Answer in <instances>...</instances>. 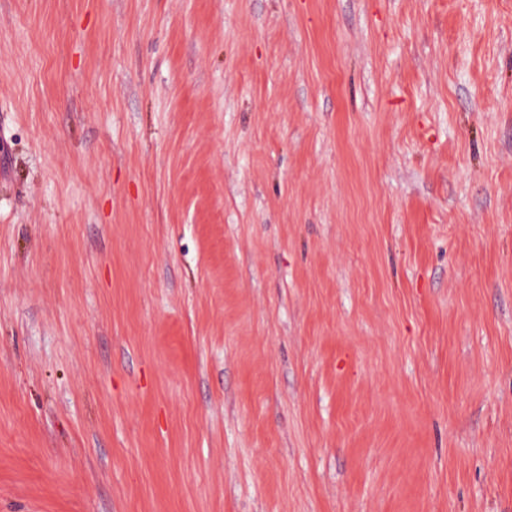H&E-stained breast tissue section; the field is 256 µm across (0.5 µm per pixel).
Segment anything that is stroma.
I'll return each instance as SVG.
<instances>
[{
	"label": "stroma",
	"mask_w": 512,
	"mask_h": 512,
	"mask_svg": "<svg viewBox=\"0 0 512 512\" xmlns=\"http://www.w3.org/2000/svg\"><path fill=\"white\" fill-rule=\"evenodd\" d=\"M0 512H512V0H0Z\"/></svg>",
	"instance_id": "35a3bbf8"
}]
</instances>
